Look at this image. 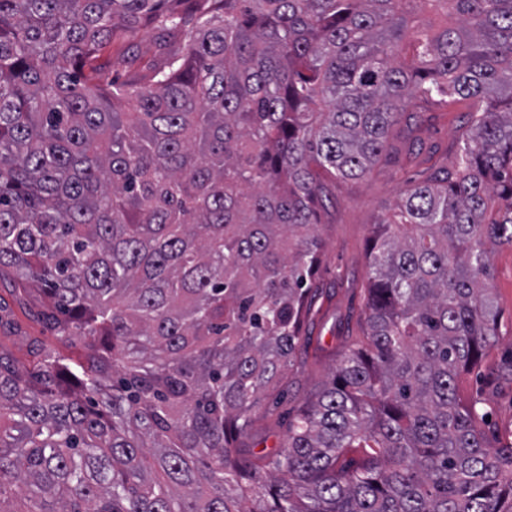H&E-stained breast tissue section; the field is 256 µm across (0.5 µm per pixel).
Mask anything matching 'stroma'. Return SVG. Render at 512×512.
I'll return each instance as SVG.
<instances>
[{"label": "stroma", "instance_id": "stroma-1", "mask_svg": "<svg viewBox=\"0 0 512 512\" xmlns=\"http://www.w3.org/2000/svg\"><path fill=\"white\" fill-rule=\"evenodd\" d=\"M160 57L156 32L148 27L140 29L131 43L114 42L104 61L110 78L125 82L134 72H147ZM467 111L466 103L454 99L441 109L428 107L421 115L424 146L400 138L390 156L364 178L337 183L327 221L318 227L325 246L315 283L324 293L314 304V350L294 366L284 394L263 401L257 408L244 439L254 451L269 453L282 446L288 435L289 418L325 380L341 349L343 335H360L365 325L366 243L371 226L394 214L397 198L407 185L452 168ZM491 288L499 312L498 337L484 360L463 374L461 393L483 395L490 435L505 439L512 438V378L503 377L495 385L487 384L486 379L498 372L506 355L512 354V247L494 250ZM41 301L39 293L23 290L20 282L0 280V315L17 324L14 330L0 331V349L23 364L35 360L36 346H60L37 316Z\"/></svg>", "mask_w": 512, "mask_h": 512}]
</instances>
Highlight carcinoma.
Returning a JSON list of instances; mask_svg holds the SVG:
<instances>
[{
	"mask_svg": "<svg viewBox=\"0 0 512 512\" xmlns=\"http://www.w3.org/2000/svg\"><path fill=\"white\" fill-rule=\"evenodd\" d=\"M413 2L0 0V276L82 340L0 351V512H512V441L460 394L512 245V0H433L435 33ZM142 26L179 48L116 84ZM449 96L457 170L372 225L363 335L243 452L311 341L331 185Z\"/></svg>",
	"mask_w": 512,
	"mask_h": 512,
	"instance_id": "carcinoma-1",
	"label": "carcinoma"
}]
</instances>
